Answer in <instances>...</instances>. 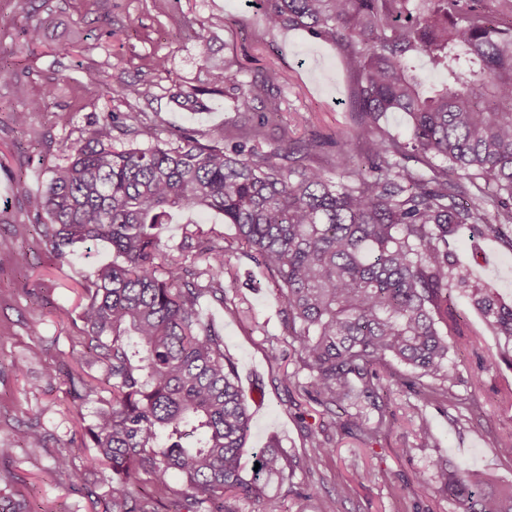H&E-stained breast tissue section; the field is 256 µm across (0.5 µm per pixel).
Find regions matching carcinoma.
Returning a JSON list of instances; mask_svg holds the SVG:
<instances>
[{"mask_svg": "<svg viewBox=\"0 0 512 512\" xmlns=\"http://www.w3.org/2000/svg\"><path fill=\"white\" fill-rule=\"evenodd\" d=\"M495 3L490 11L482 0H422L419 9L411 0H260L270 27L347 50L350 138L361 150L356 158L335 142L336 182L310 163L316 140L260 148L270 133L257 106L279 111L277 75L233 84L231 62H211L202 42V78L177 98L195 107L231 84L234 130L206 143L178 130L176 147H141L142 113L107 112L29 195L57 255L89 242L112 246V262L94 273L79 314L85 351L76 362L99 365L102 378L66 372L87 399L110 393L80 438L93 450L89 465L111 473L112 506L104 512H179L175 474L207 512H239L244 501L256 512H278L265 499L267 482L297 469L311 476L334 452L313 433L312 453L297 461L272 440L254 455L260 468L243 474L247 399L224 339L199 312L205 296L224 304L226 247L185 227L183 250L205 261L186 279L159 234L176 213L222 215L236 242L276 274L289 345L307 371L304 384L294 374L282 380L323 407L337 433L374 438L383 421L369 427V414L383 415L395 385L427 401H458L448 344L449 335H461L456 292L504 342L512 369V303L448 250L465 226L498 236L512 229V0ZM418 56L442 76L438 83L415 72ZM84 79L91 92L110 83L123 99L148 95L99 68H86ZM0 81L24 101L17 124L44 110L45 101L29 98L2 68ZM388 112L408 117V138L382 128ZM115 130L130 137L128 145L114 146ZM392 363L410 374L384 379L380 369ZM21 432L25 447L45 446L38 426ZM54 465L85 482L84 472L70 470L68 451ZM434 480L459 512H512V486L480 471L443 468Z\"/></svg>", "mask_w": 512, "mask_h": 512, "instance_id": "obj_1", "label": "carcinoma"}]
</instances>
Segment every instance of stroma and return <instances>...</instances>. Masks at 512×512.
Listing matches in <instances>:
<instances>
[{
	"label": "stroma",
	"mask_w": 512,
	"mask_h": 512,
	"mask_svg": "<svg viewBox=\"0 0 512 512\" xmlns=\"http://www.w3.org/2000/svg\"><path fill=\"white\" fill-rule=\"evenodd\" d=\"M41 2L0 0V65H10L29 97L47 104L30 116L27 128H19L13 115L23 104L0 82V442L13 445L10 460L0 466V488L25 497L32 512H103L109 471L90 472L85 485L76 486L54 472L53 457L68 447L74 466L84 464L83 450L71 442L99 405L71 390L63 372L82 350L83 290L111 261L112 249L101 241L57 256L27 206L28 195L62 163L66 147L85 137L107 112L142 113L145 131L137 142L143 147L173 142L180 128L197 131L205 141L223 134L236 120L227 97L213 96L195 110L170 97L174 85L197 77L199 43H207L214 58L231 61L236 82L273 69L281 74L280 110L270 121L274 139L347 136L353 126L351 75L342 46L299 30L268 28L258 0H51L58 25L31 44L19 32L36 18ZM72 31L80 37L76 48L56 55V43ZM155 56L167 58L166 70L152 68ZM90 66L143 85L148 98L124 101L104 91L87 92L84 71ZM189 222L200 224L215 242L233 243L225 260L237 280L226 286L223 303L203 298L200 315L214 322L235 358L249 405L251 428L241 463L251 468L254 453L272 437L287 453L304 457L322 409L282 381L287 371L302 382L307 373L286 338V305L277 277L249 249L234 244L232 225L209 213L177 214L161 231L168 253L182 257L184 268L197 271L205 265L200 255L180 251ZM452 249L474 274L512 296V247L505 240L477 241L464 233ZM454 302L466 315L462 330L471 339L450 350L458 403L425 405L412 391L394 388L377 439L335 435V453L317 473L299 471L268 486L283 512H458L432 479L442 468L486 470L498 484L512 485V459L494 451L501 438L512 435V369L466 299L458 296ZM34 321L39 324L35 332L30 329ZM34 347L39 356L31 355ZM273 352L278 355L274 364L269 361ZM417 410L435 436L432 445L420 441L412 420ZM33 420L46 435L45 447L28 448L15 439L19 425ZM367 468L375 471V479L357 483L356 472ZM304 483L312 486L311 497H296V487Z\"/></svg>",
	"instance_id": "1"
}]
</instances>
